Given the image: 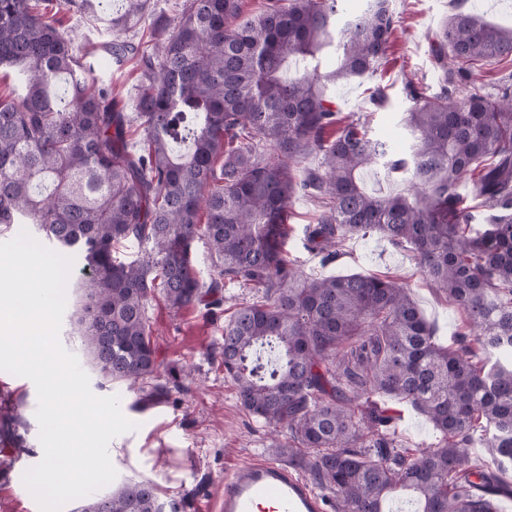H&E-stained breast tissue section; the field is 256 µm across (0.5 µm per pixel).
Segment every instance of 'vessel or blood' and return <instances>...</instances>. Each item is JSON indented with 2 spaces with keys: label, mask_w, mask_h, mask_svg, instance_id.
I'll list each match as a JSON object with an SVG mask.
<instances>
[{
  "label": "vessel or blood",
  "mask_w": 512,
  "mask_h": 512,
  "mask_svg": "<svg viewBox=\"0 0 512 512\" xmlns=\"http://www.w3.org/2000/svg\"><path fill=\"white\" fill-rule=\"evenodd\" d=\"M323 512L324 505L311 486L288 467L270 461H253L237 467L224 482L221 512Z\"/></svg>",
  "instance_id": "1"
}]
</instances>
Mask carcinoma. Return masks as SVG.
Segmentation results:
<instances>
[{"mask_svg": "<svg viewBox=\"0 0 512 512\" xmlns=\"http://www.w3.org/2000/svg\"><path fill=\"white\" fill-rule=\"evenodd\" d=\"M51 0H0V69L22 87L0 97V224L84 255L77 331L101 381L133 389L157 374L148 303L196 307L236 280L256 290L224 325V377L254 418L288 428L272 449L320 490L334 512H499L512 497V89L485 91L483 62L512 55V29L459 10L433 48L446 84L408 81L390 151L357 118L338 127L328 83L373 72L394 29L389 0H369L336 28L337 0H182L150 39L137 29L151 0H63L110 33L99 50L136 61L134 115L74 46ZM306 62L288 74V62ZM466 75L465 95L451 85ZM142 131L139 147L133 128ZM273 150L267 157L264 148ZM310 156L316 168L301 167ZM372 170L405 184L370 192ZM468 179L482 220L460 193ZM324 207L305 229L329 260L343 240L377 234L413 252L432 284L466 315L457 347L390 279L311 278L288 260V204ZM206 239L215 273L191 261ZM135 242L124 262L116 246ZM355 340L347 356L338 349ZM406 402L444 443L400 448L374 398ZM370 404L362 414L359 401ZM16 406L0 401V446L24 447ZM479 436L489 460L466 453ZM76 512H178L145 480L81 501Z\"/></svg>", "mask_w": 512, "mask_h": 512, "instance_id": "obj_1", "label": "carcinoma"}]
</instances>
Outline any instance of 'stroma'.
<instances>
[{
	"label": "stroma",
	"mask_w": 512,
	"mask_h": 512,
	"mask_svg": "<svg viewBox=\"0 0 512 512\" xmlns=\"http://www.w3.org/2000/svg\"><path fill=\"white\" fill-rule=\"evenodd\" d=\"M395 31L377 72L329 86L340 121L364 115L371 135L393 150L405 147L400 123L407 107L404 84L420 82L437 88L442 73L431 47L449 15L458 8L475 10L487 21L512 26V0H390ZM389 89L384 106L370 102L376 85ZM296 231L286 250L290 260L312 276L362 274L389 276L404 283L419 310L437 329L443 344H451L463 322L461 309L439 292L419 271L410 251L396 249L377 236L345 240L333 262L322 263L304 245L303 229L315 223L321 208L305 196L290 204ZM253 289L237 282L225 283L220 301L212 307L176 311L163 300L148 305L151 341L160 370L158 383L171 389L168 399L144 400L141 393L91 377L90 388L100 397L119 396L125 417L136 430L111 440L118 453L113 460L118 480L151 481L161 499L180 501V512H219L224 480L240 464L269 459L270 448L286 443L288 432L272 428L249 416L241 407L233 384L224 377L221 354L224 324L239 304L252 301ZM0 395L21 401L27 427L25 451L14 454L9 471L0 472V512H41L23 482L24 473L43 457L39 424L35 416L37 392L25 377L0 371ZM393 418L403 447L428 448L439 441L432 425L407 403L382 404Z\"/></svg>",
	"instance_id": "1"
}]
</instances>
